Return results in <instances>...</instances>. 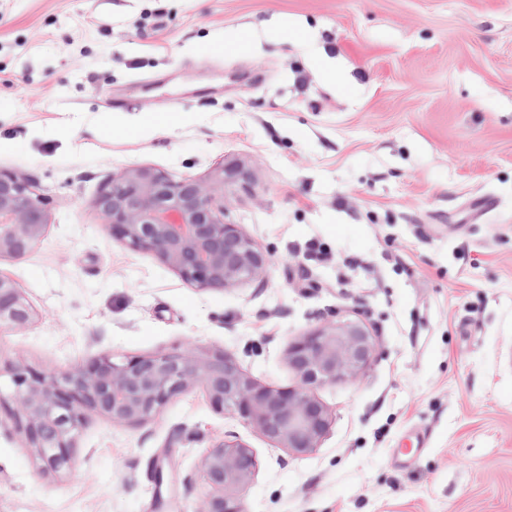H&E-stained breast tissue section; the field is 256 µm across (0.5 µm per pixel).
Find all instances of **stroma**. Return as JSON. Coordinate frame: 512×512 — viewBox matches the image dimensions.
I'll return each mask as SVG.
<instances>
[{
	"label": "stroma",
	"instance_id": "1",
	"mask_svg": "<svg viewBox=\"0 0 512 512\" xmlns=\"http://www.w3.org/2000/svg\"><path fill=\"white\" fill-rule=\"evenodd\" d=\"M232 162L252 179L225 218L270 253L263 284L190 285L102 224L115 175ZM0 171L48 214L0 256L32 310L0 327V392L18 366L187 348L283 389L326 322L375 342L315 390L306 452L198 385L142 423L90 415L54 472L1 403L0 512H201L228 433L256 458L245 512H512V0H0Z\"/></svg>",
	"mask_w": 512,
	"mask_h": 512
}]
</instances>
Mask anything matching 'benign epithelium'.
Returning <instances> with one entry per match:
<instances>
[{"label":"benign epithelium","instance_id":"1","mask_svg":"<svg viewBox=\"0 0 512 512\" xmlns=\"http://www.w3.org/2000/svg\"><path fill=\"white\" fill-rule=\"evenodd\" d=\"M249 178L231 163L207 181L171 179L148 168L125 171L97 200L112 239L151 253L199 288H227L263 282L271 256L237 224L224 220L216 196ZM0 255L22 257L47 226L42 200L26 180L0 172ZM32 311L12 281L0 276V326L21 329ZM370 333L357 322H328L294 343L288 360L298 376L292 388L273 390L255 384L229 353L205 357L193 350L114 359L110 354L72 371L39 372L17 367L11 399L17 424L39 459L53 470L68 467L76 435L91 414L116 424L145 422L173 398L195 385L206 388L215 407L229 411L267 438L304 452L318 447L329 415L313 396L321 386L355 377L371 363ZM247 445L233 435L209 450L202 473L216 490L201 512H243L234 490L255 470Z\"/></svg>","mask_w":512,"mask_h":512}]
</instances>
